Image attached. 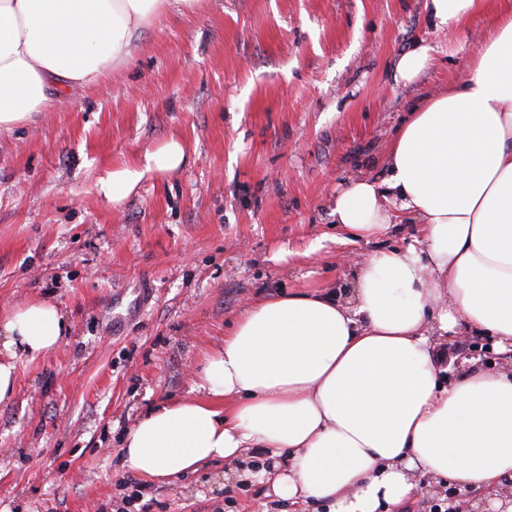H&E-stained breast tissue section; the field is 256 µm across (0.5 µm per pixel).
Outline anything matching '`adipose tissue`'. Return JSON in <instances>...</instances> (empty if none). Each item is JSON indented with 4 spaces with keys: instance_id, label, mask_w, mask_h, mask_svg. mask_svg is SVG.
Here are the masks:
<instances>
[{
    "instance_id": "ef3b65f1",
    "label": "adipose tissue",
    "mask_w": 512,
    "mask_h": 512,
    "mask_svg": "<svg viewBox=\"0 0 512 512\" xmlns=\"http://www.w3.org/2000/svg\"><path fill=\"white\" fill-rule=\"evenodd\" d=\"M198 0H0V133L52 111L73 86L125 65L145 27ZM493 0H427L434 26L456 32ZM186 160L170 140L141 164L103 170L117 203L149 174ZM385 178L355 175L330 215L351 237L384 235L397 214L413 242L352 266L346 300L303 288L250 304L195 370L186 397L150 407L122 440L124 462L158 480L260 448L273 493L328 512H401L413 473L471 487L500 507L512 479V368L463 360L441 378L438 348L489 336L512 352V10L466 75L415 108L384 158ZM69 331L55 304L34 301L0 321V403L16 361Z\"/></svg>"
}]
</instances>
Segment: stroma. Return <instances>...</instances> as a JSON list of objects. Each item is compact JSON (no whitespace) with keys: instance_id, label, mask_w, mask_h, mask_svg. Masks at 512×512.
<instances>
[{"instance_id":"obj_1","label":"stroma","mask_w":512,"mask_h":512,"mask_svg":"<svg viewBox=\"0 0 512 512\" xmlns=\"http://www.w3.org/2000/svg\"><path fill=\"white\" fill-rule=\"evenodd\" d=\"M493 30L488 15L436 30L425 0H200L145 29L128 65L0 135V317L45 299L71 325L17 359L0 403V512H327L228 479L224 462L138 475L121 438L185 396L249 304L347 288L346 257L411 241L414 225L395 224L339 243L331 200L352 173L384 177L407 112L455 83ZM419 42L432 62L403 82L396 63ZM172 139L188 154L179 169L119 204L98 193L104 169Z\"/></svg>"}]
</instances>
